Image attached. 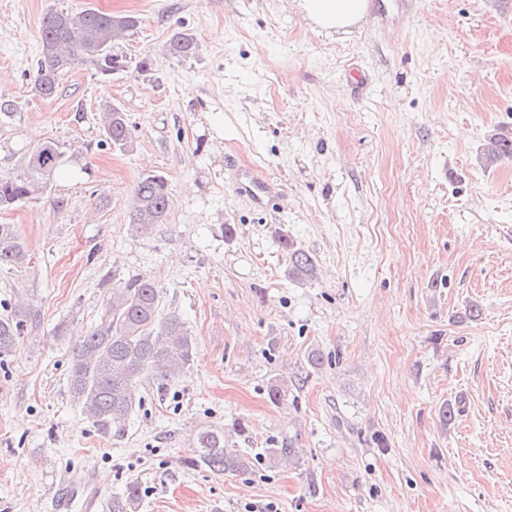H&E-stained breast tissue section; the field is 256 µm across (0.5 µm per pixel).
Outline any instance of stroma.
Wrapping results in <instances>:
<instances>
[{
  "label": "stroma",
  "mask_w": 512,
  "mask_h": 512,
  "mask_svg": "<svg viewBox=\"0 0 512 512\" xmlns=\"http://www.w3.org/2000/svg\"><path fill=\"white\" fill-rule=\"evenodd\" d=\"M87 4L140 18L117 51L149 72L78 67L39 98L44 13ZM368 4L352 33L329 35L296 0H0V100L16 106L0 174L49 138L88 166L0 210L32 257L0 270V315L29 323L0 357V512H44L83 467L102 512L131 482L135 512H512V159L486 156L491 134L512 139V0H417L381 22ZM178 31L193 56L168 53ZM356 66L373 77L360 99ZM109 104L127 149L99 144ZM252 166L283 189L264 210L231 187ZM148 173L171 202L146 235L128 202ZM283 231L316 280H289ZM135 275L195 348L104 434L70 391L71 355ZM215 427L251 470L191 464ZM274 442L296 448L290 465L259 461Z\"/></svg>",
  "instance_id": "1"
}]
</instances>
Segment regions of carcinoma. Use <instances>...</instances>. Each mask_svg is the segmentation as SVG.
I'll use <instances>...</instances> for the list:
<instances>
[{"mask_svg": "<svg viewBox=\"0 0 512 512\" xmlns=\"http://www.w3.org/2000/svg\"><path fill=\"white\" fill-rule=\"evenodd\" d=\"M138 18L114 15L86 6L68 11L49 9L40 25V58L32 91L42 99L55 98L61 76L78 66L94 68L110 76L129 68L125 57L112 51L113 43L131 36ZM197 43L192 35L178 33L169 42L174 57L192 55ZM104 144L119 149L131 146V132L124 112L117 107L103 110ZM489 159L512 156V140L491 135ZM75 163L65 145L50 138L28 147L23 154V170L13 176L0 175V209L37 198L50 186L64 163ZM170 189L159 173L140 178L133 192L130 223L143 233L167 221ZM288 256V278L308 283L317 277L314 257L290 236L280 234ZM29 261L24 238L13 224H0V269L21 268ZM26 324L16 314L0 317V356L10 352ZM194 340L185 322L175 313L161 314L158 291L151 279L134 277L112 291V303L100 324L74 345L70 387L74 398L92 424L101 432L124 423L140 406L137 387L150 377L165 388L189 364ZM294 448L271 446L262 450L263 461L273 466L295 458ZM193 461L217 474L248 470L252 457L228 446L224 430L198 432ZM140 498L139 486L129 483L122 494L112 498V512H132Z\"/></svg>", "mask_w": 512, "mask_h": 512, "instance_id": "obj_1", "label": "carcinoma"}]
</instances>
